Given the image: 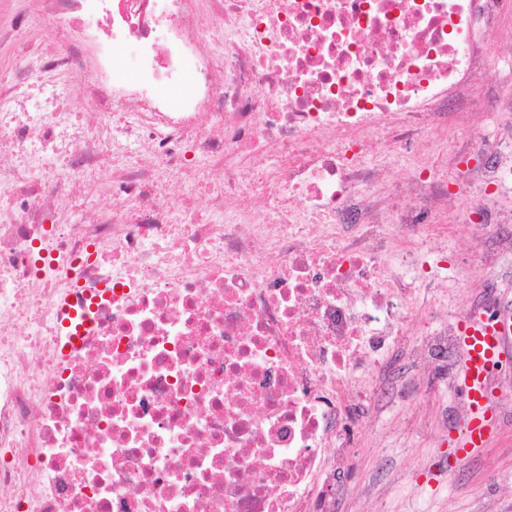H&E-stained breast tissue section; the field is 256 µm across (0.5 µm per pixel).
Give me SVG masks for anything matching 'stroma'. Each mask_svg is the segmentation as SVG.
<instances>
[{
	"label": "stroma",
	"instance_id": "stroma-1",
	"mask_svg": "<svg viewBox=\"0 0 512 512\" xmlns=\"http://www.w3.org/2000/svg\"><path fill=\"white\" fill-rule=\"evenodd\" d=\"M466 208L461 202L449 213L443 246L469 285L436 281L415 289L416 299L431 307L420 321L450 307L476 310L486 284L495 287L501 307L512 308V255L486 272L483 253L471 246ZM385 363L408 393L401 403L371 406L360 445L344 463L339 512H512V410L490 405L486 443L458 459L465 404L458 387L437 370H423L414 350Z\"/></svg>",
	"mask_w": 512,
	"mask_h": 512
}]
</instances>
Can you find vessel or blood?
Wrapping results in <instances>:
<instances>
[{"instance_id": "vessel-or-blood-1", "label": "vessel or blood", "mask_w": 512, "mask_h": 512, "mask_svg": "<svg viewBox=\"0 0 512 512\" xmlns=\"http://www.w3.org/2000/svg\"><path fill=\"white\" fill-rule=\"evenodd\" d=\"M93 292L76 286L59 301V342L62 353L74 349L81 337L90 335L94 320L86 302ZM458 337L465 349L460 392L469 406V420L463 444L484 443L488 428V404L495 393L494 373L506 356L512 355V309L500 310L493 318L467 315L458 323Z\"/></svg>"}]
</instances>
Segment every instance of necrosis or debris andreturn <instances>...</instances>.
Wrapping results in <instances>:
<instances>
[{
  "mask_svg": "<svg viewBox=\"0 0 512 512\" xmlns=\"http://www.w3.org/2000/svg\"><path fill=\"white\" fill-rule=\"evenodd\" d=\"M505 18L512 0H26L0 23V43L79 33L0 74V512H335L376 356L416 283L459 279L425 229L466 198L512 247V166L463 112ZM60 74L89 111L21 118ZM77 279L112 298L65 357Z\"/></svg>",
  "mask_w": 512,
  "mask_h": 512,
  "instance_id": "4bbe7bcc",
  "label": "necrosis or debris"
}]
</instances>
